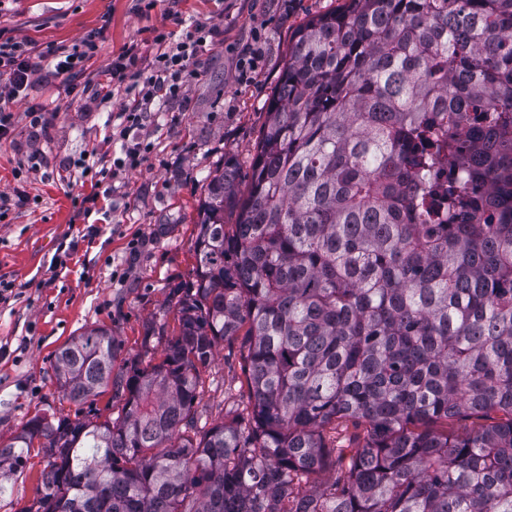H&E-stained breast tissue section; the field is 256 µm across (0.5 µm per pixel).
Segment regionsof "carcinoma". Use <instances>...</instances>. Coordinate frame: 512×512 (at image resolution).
I'll return each instance as SVG.
<instances>
[{"mask_svg": "<svg viewBox=\"0 0 512 512\" xmlns=\"http://www.w3.org/2000/svg\"><path fill=\"white\" fill-rule=\"evenodd\" d=\"M266 112L246 195L207 177L160 361L112 373L104 326L55 354L69 401L123 404L42 425L34 512H512V0H348ZM240 334L247 405L200 428ZM34 438L0 439V498Z\"/></svg>", "mask_w": 512, "mask_h": 512, "instance_id": "cac0c4a2", "label": "carcinoma"}]
</instances>
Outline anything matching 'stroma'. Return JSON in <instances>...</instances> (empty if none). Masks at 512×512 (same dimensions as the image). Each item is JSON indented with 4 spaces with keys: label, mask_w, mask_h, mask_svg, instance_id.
I'll return each instance as SVG.
<instances>
[{
    "label": "stroma",
    "mask_w": 512,
    "mask_h": 512,
    "mask_svg": "<svg viewBox=\"0 0 512 512\" xmlns=\"http://www.w3.org/2000/svg\"><path fill=\"white\" fill-rule=\"evenodd\" d=\"M343 0H0V39L25 38L36 47L72 46L95 37L96 55L76 77L39 82L14 100V129L0 140V196L23 188L27 204L0 217V276L14 287L0 295V438L35 415L108 416L120 410L110 392L94 405L64 399L55 352L85 328L112 331L113 371L161 353L156 323L175 328L174 292L193 277L197 208L208 174L235 158L239 189L247 191L250 161L266 121L265 103L288 58L296 28L341 8ZM203 23L213 34L189 59L183 95L148 123L153 151L124 168L112 139V114L130 103L123 92L103 100L105 70L136 46L130 83L141 86L156 52V28L175 34ZM46 109L48 128L31 138L27 108ZM213 424L246 394L240 341L222 343L203 375ZM45 451L32 448L27 468L0 512H28Z\"/></svg>",
    "instance_id": "obj_1"
}]
</instances>
